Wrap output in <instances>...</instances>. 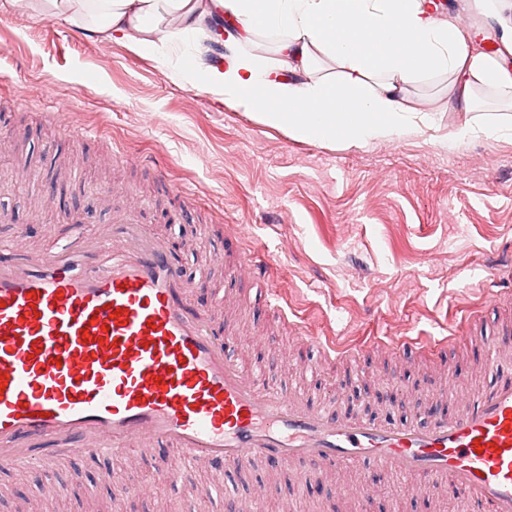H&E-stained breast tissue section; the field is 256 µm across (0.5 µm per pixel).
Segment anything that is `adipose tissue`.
Returning <instances> with one entry per match:
<instances>
[{
	"instance_id": "obj_1",
	"label": "adipose tissue",
	"mask_w": 512,
	"mask_h": 512,
	"mask_svg": "<svg viewBox=\"0 0 512 512\" xmlns=\"http://www.w3.org/2000/svg\"><path fill=\"white\" fill-rule=\"evenodd\" d=\"M105 40L162 59L173 77L253 111L263 124L302 141L345 148L394 140L432 128L408 106L406 87L444 72L470 111L475 87L512 100V25L507 0H473L500 28L499 46H474L437 0H9ZM260 34L278 36L279 61L249 51ZM222 43V66L201 59L203 43ZM336 64L319 74L321 59Z\"/></svg>"
}]
</instances>
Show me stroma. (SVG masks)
Here are the masks:
<instances>
[{
	"label": "stroma",
	"instance_id": "obj_1",
	"mask_svg": "<svg viewBox=\"0 0 512 512\" xmlns=\"http://www.w3.org/2000/svg\"><path fill=\"white\" fill-rule=\"evenodd\" d=\"M447 74L410 84L408 106L432 113L440 133L465 118L512 120V101L493 88L473 93V111L455 109ZM25 138L0 147V238L26 227L33 247L48 250L66 225L43 206L41 185L56 182L62 210L80 215L86 231L112 220L106 210L84 214L88 195L126 187L151 200L153 233L182 241L184 272L224 295V265L238 259L244 234L268 286L286 314L273 323L256 291L238 285L236 319L248 335L234 339L244 370L262 361L266 380L301 392L315 406L329 396L369 417L414 405L410 391L463 378L465 392L486 390L498 376L478 345L457 340L446 359L385 345V338L447 335L465 313L483 333L512 322V301L497 298L512 284V267L496 266L512 245V138H479L455 149L429 134L342 149L292 138L250 111L176 82L158 58L104 40L71 23L16 11L0 0V140L14 128ZM40 174L16 179L19 169ZM307 323L312 337L355 346L354 355L323 357L290 332ZM382 338L369 347L372 337ZM406 387L386 399L394 374ZM167 448L133 449L131 461L72 455L64 464L0 467V512H112L111 485H127L124 512H197L210 492L209 512L243 506L268 488L266 512L291 497L308 512H352L341 484L357 485L371 467L331 473L322 493L309 492L293 469L257 461L240 473L206 468L182 472L179 483L155 482ZM370 512H472L446 493L424 495L409 481L380 475Z\"/></svg>",
	"mask_w": 512,
	"mask_h": 512
}]
</instances>
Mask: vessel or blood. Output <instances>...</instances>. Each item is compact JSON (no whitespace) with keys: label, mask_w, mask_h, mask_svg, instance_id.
Returning a JSON list of instances; mask_svg holds the SVG:
<instances>
[{"label":"vessel or blood","mask_w":512,"mask_h":512,"mask_svg":"<svg viewBox=\"0 0 512 512\" xmlns=\"http://www.w3.org/2000/svg\"><path fill=\"white\" fill-rule=\"evenodd\" d=\"M127 201L95 235L71 226L50 251L0 244V466L63 462L76 452L127 459L131 447L167 446L154 478L173 483L180 465L217 473L263 459L312 484L334 469L368 463L423 478L479 512H512V378L457 412L407 421L319 408L243 370L226 341L220 305L194 301L176 247L153 234ZM265 281L243 251L226 268L236 282ZM478 340L476 321L449 338ZM440 339L433 350L448 349Z\"/></svg>","instance_id":"b4317fda"}]
</instances>
